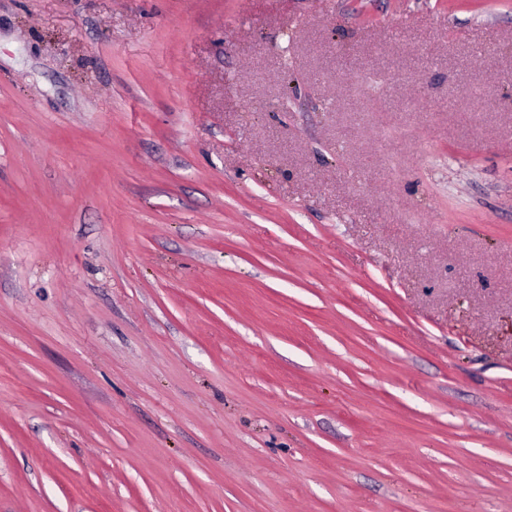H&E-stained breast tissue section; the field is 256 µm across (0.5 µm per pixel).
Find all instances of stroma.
<instances>
[{
	"instance_id": "obj_1",
	"label": "stroma",
	"mask_w": 512,
	"mask_h": 512,
	"mask_svg": "<svg viewBox=\"0 0 512 512\" xmlns=\"http://www.w3.org/2000/svg\"><path fill=\"white\" fill-rule=\"evenodd\" d=\"M0 512H512V0H0Z\"/></svg>"
}]
</instances>
